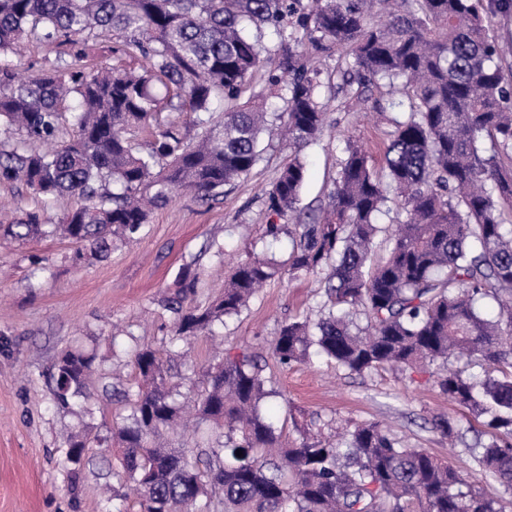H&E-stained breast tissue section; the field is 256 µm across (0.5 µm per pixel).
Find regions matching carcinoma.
<instances>
[{"mask_svg":"<svg viewBox=\"0 0 512 512\" xmlns=\"http://www.w3.org/2000/svg\"><path fill=\"white\" fill-rule=\"evenodd\" d=\"M480 0H0V184H19L47 206L81 201L57 224L25 210L0 237L25 242L60 235L85 254L106 258L114 243L138 239L153 210L180 191L207 202L262 159L260 139L279 125L288 161L265 193L267 210L295 215V240L283 270L291 279L328 271V312L283 323L270 344L282 365L316 354L355 374L399 367L412 375L436 367L448 401L485 418L487 440L469 448L470 467L512 496V85L495 59ZM119 38L115 52L141 56L138 73L81 64L83 46ZM23 39L54 45L56 64L21 79L11 55ZM345 48L343 85H384L398 98L384 165L347 141L321 214L301 218L306 177L302 150L329 127L311 54ZM277 85L288 75L278 112L262 93L243 98L255 75ZM165 112L194 115L190 141ZM72 137L57 143L64 125ZM146 132L150 140L138 142ZM489 138L492 150L483 146ZM405 215L374 259L377 223L387 202ZM277 273L247 254L224 294L201 310L189 304L199 273L184 270L163 301L174 335H209L238 315ZM497 304L493 316L481 302ZM365 316L366 325L353 321ZM464 361L453 368L451 362ZM138 389L115 431L118 461L138 495V512H502L500 498L425 448L379 422L348 423L336 439L303 432L290 445L261 415L275 394L262 367L239 347L208 371L197 418L222 430L204 467L170 448L164 431L181 419L159 355L139 350ZM481 369L483 377L470 373ZM95 357L65 349L55 363L57 402L84 408ZM433 428L449 441L458 423ZM65 461L89 447L66 440ZM242 455H236V450Z\"/></svg>","mask_w":512,"mask_h":512,"instance_id":"obj_1","label":"carcinoma"}]
</instances>
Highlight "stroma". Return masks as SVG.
I'll use <instances>...</instances> for the list:
<instances>
[{
	"mask_svg": "<svg viewBox=\"0 0 512 512\" xmlns=\"http://www.w3.org/2000/svg\"><path fill=\"white\" fill-rule=\"evenodd\" d=\"M348 62L343 49L313 61L330 128L301 153L308 172L299 208L306 212L324 206L346 140L362 144L378 166L390 139V125L373 118L370 101L356 106L350 92L338 90ZM262 146L247 179L207 204L188 194L173 198L154 211L139 240L118 245L109 258L74 261V244L58 236L0 247V512H136L129 478L112 456V437L130 412L124 393L137 385L133 355L146 347L161 357L178 402L204 389L221 341L260 356L264 376L283 393L261 411L288 441L300 440L296 416L325 434L344 420L382 421L409 444L467 467L461 450L480 439L482 425L428 375L412 380L397 368L358 375L319 359L286 367L270 356L282 323L320 314L322 276L276 275L239 315L215 325L214 336L174 337L162 301L176 291L183 267L199 269L190 303L203 307L223 291L232 262L245 253L281 261L291 250L288 233L264 234L276 221L265 191L288 148L273 134L264 135ZM66 348L96 357L99 370L87 386L90 414L56 403L54 363ZM438 414L459 421L456 444L433 429ZM81 430L91 444L75 478L63 459L67 437Z\"/></svg>",
	"mask_w": 512,
	"mask_h": 512,
	"instance_id": "1",
	"label": "stroma"
}]
</instances>
